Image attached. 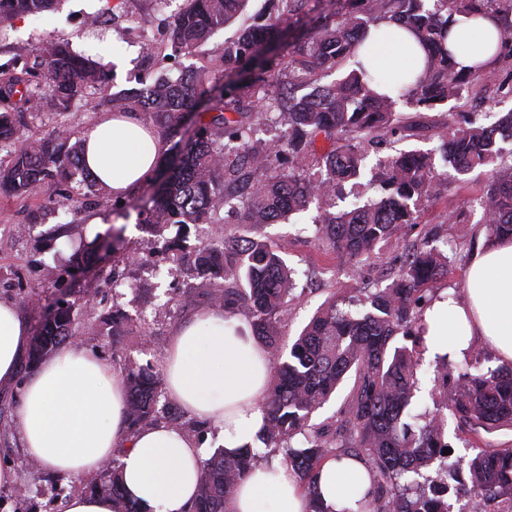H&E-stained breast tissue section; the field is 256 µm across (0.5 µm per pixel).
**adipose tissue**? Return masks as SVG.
I'll list each match as a JSON object with an SVG mask.
<instances>
[{"label": "adipose tissue", "mask_w": 512, "mask_h": 512, "mask_svg": "<svg viewBox=\"0 0 512 512\" xmlns=\"http://www.w3.org/2000/svg\"><path fill=\"white\" fill-rule=\"evenodd\" d=\"M502 19L485 14L454 17L448 47L460 65L496 64ZM369 71L396 73L422 66L424 51L414 35L384 22L361 49ZM88 169L112 195L150 179L166 149L132 115H102L79 133ZM468 298L433 302L424 315L429 353L459 359L473 340L492 347L512 366V240L487 243L470 257ZM29 329L16 304L0 301V381L15 380ZM272 371L267 349L236 314L201 311L177 327L166 349L162 376L168 396L200 420L220 425L224 448L254 444L264 423L263 402ZM123 373L111 362L78 347L57 351L30 376L18 408L28 456L58 474L93 475L122 448L120 471L126 497L143 512H187L196 491L203 449L179 429L164 424L129 431ZM369 466L356 458L327 460L318 490L335 512H350L369 493ZM227 512H309V500L294 473L280 460L256 466L234 489Z\"/></svg>", "instance_id": "ef3b65f1"}]
</instances>
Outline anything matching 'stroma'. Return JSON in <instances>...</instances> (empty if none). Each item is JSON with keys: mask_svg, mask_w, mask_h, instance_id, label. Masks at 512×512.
<instances>
[{"mask_svg": "<svg viewBox=\"0 0 512 512\" xmlns=\"http://www.w3.org/2000/svg\"><path fill=\"white\" fill-rule=\"evenodd\" d=\"M116 9L118 14L148 15L153 31H160L166 16L156 0H63L57 9L38 16L14 20L0 28V62L16 54L35 53L44 40H69L75 52L121 62L115 78L116 88L136 86L148 74L138 60L139 33H129L124 22L81 34L86 16ZM459 101L451 100L427 113L430 128L419 138L397 142L400 150H434L443 135L459 119ZM490 169L440 184L436 198L427 203L423 222L410 239L427 234L448 239L458 246L453 261L454 275L437 283L439 291L455 295L457 302L467 298L463 269L469 256L487 241L481 227L482 212L476 200L490 180ZM150 193L140 185L122 199L111 194L79 196L75 213H63L46 205L44 197L26 200L0 196V300L17 304L27 320L31 336H38L42 324L56 314L59 302L71 306L80 333L75 346L112 361L119 369L132 365L161 366L169 339L182 322L211 306V297L224 288L223 280L186 277L172 260L167 247L174 230L155 232L145 224L144 203ZM105 224L107 234H116V249L101 253L88 269L76 266L73 255L90 242L88 227L92 221ZM263 234L281 250L299 271L298 299L281 327V342L291 346L315 311L340 284L358 282L371 287L394 268L397 252L382 248L359 267L345 260L325 257L318 244L316 226L310 217L297 218L292 224L267 225ZM142 257L158 268L159 276L144 273L128 278L115 288L108 279L112 273H128L132 260ZM94 295V306H86V295ZM118 308L128 316L124 336L107 338L101 313ZM28 366H21L15 381L0 387V467L12 469L10 484L0 485V512H65L71 485L105 490L111 477L103 469L93 477H67L34 463L26 454L17 418L23 387L29 377ZM419 390L410 408L411 422L424 424L436 411L439 389L434 358L424 354L417 371ZM156 422L185 430L192 441L206 451L222 446L219 427L204 423L184 411L169 396L158 402Z\"/></svg>", "mask_w": 512, "mask_h": 512, "instance_id": "obj_1", "label": "stroma"}]
</instances>
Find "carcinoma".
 Returning a JSON list of instances; mask_svg holds the SVG:
<instances>
[{
    "label": "carcinoma",
    "mask_w": 512,
    "mask_h": 512,
    "mask_svg": "<svg viewBox=\"0 0 512 512\" xmlns=\"http://www.w3.org/2000/svg\"><path fill=\"white\" fill-rule=\"evenodd\" d=\"M248 0H183L163 38L143 46L151 67H181L177 80L161 72L143 87L112 91L109 68L101 60L77 55L59 40L43 43L33 56L15 55L0 63V195L27 198L44 194L64 212L73 210L63 186L73 181L94 196L102 188L81 164V144L65 121L45 134H25L16 115L53 112L65 116L78 103L92 112L141 113L176 161L148 202L146 223L161 230L178 228L172 241L179 266L204 280L234 284L212 297V305L232 313L245 309L253 335L265 342L273 375L265 398V422L258 438L296 476L310 500V512H335L318 493L322 463L332 457H363L371 465L374 492L358 512H449L448 485L420 486L416 477L437 462L446 476L461 481L466 473L474 503L488 507L512 503V448L479 446L464 463L444 454L448 446L445 416L437 412L415 428L404 421L415 396L423 315L436 299L435 283L448 275L445 250L425 237L401 247V262L383 287L360 288L363 311L341 308L351 288H340L313 316L290 348L281 346V323L294 301L296 271L263 238L261 229L304 213L318 202L313 223L321 247L355 265L370 258L405 229L420 224V207L438 194L435 155L399 151L379 161L380 174L365 180L366 158L393 144L403 132L424 128L395 110L397 101L430 112L450 99H463L465 88H488L499 68L463 72L448 49V20H470L486 12L512 16V0H343L340 10L319 15L310 26L274 51L282 25L305 13L308 0H270V12L241 27L224 42V67L216 74L205 46L212 34L243 15ZM58 0H0V24L23 15L55 9ZM395 21L413 31L427 49L418 73L397 76L394 96L378 95L358 60L362 39L378 23ZM350 67L328 84L318 76ZM313 86L300 97L295 89ZM276 114L282 129L262 144L253 141L256 122ZM443 166L459 175L512 157V112L490 123L477 114L464 116L438 149ZM380 181L382 194L362 205L336 211V199ZM487 238L512 239V164L496 169L480 198ZM248 224L256 235L239 245H182L191 225ZM110 336L127 324L119 309L105 317ZM77 335L69 308L46 321L32 360L60 349ZM439 394L457 428L479 438L512 428V368L482 369L479 357L466 362L448 393V355ZM354 376L343 432L328 433L310 424L339 385ZM127 419L137 427L154 416L163 392L153 366L126 369ZM254 448L234 454L217 448L204 460L191 512H226L236 485L257 463ZM114 512H139L122 493L119 460L112 459L107 487Z\"/></svg>",
    "instance_id": "cac0c4a2"
}]
</instances>
